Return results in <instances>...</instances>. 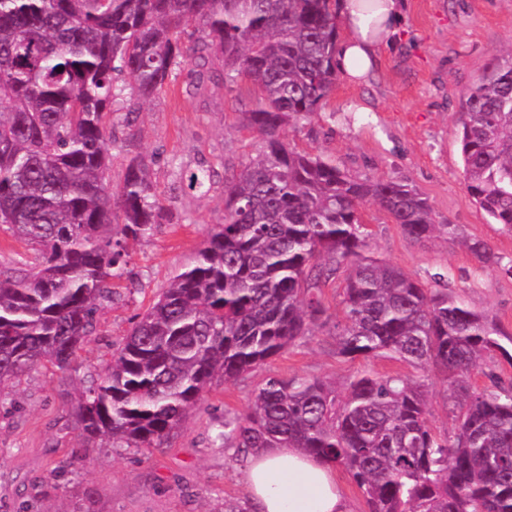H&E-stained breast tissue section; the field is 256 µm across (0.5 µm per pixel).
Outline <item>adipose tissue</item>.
Here are the masks:
<instances>
[{"label":"adipose tissue","instance_id":"1","mask_svg":"<svg viewBox=\"0 0 512 512\" xmlns=\"http://www.w3.org/2000/svg\"><path fill=\"white\" fill-rule=\"evenodd\" d=\"M405 6V0H337L338 71L351 82L363 81L380 50L397 40ZM243 483L250 512H351L332 466L297 448L250 455Z\"/></svg>","mask_w":512,"mask_h":512}]
</instances>
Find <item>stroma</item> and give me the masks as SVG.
<instances>
[{
    "label": "stroma",
    "mask_w": 512,
    "mask_h": 512,
    "mask_svg": "<svg viewBox=\"0 0 512 512\" xmlns=\"http://www.w3.org/2000/svg\"><path fill=\"white\" fill-rule=\"evenodd\" d=\"M512 48V0H407L399 42L385 48L365 82L336 85L320 112L288 130L292 148L322 154L358 176L408 181L433 208L439 224L459 237L414 244L376 205L363 218L369 249L422 282L444 274L471 308L512 335V277L482 267L467 250L486 241L512 260V232L493 223L465 189L454 122L461 101L488 65ZM189 67L149 104L116 105L111 183L128 162L144 157L167 215L145 237L128 239L127 273L103 304L99 325L71 371L40 368L0 388V512H224L245 502L243 468L219 434L224 419L244 415L255 390L270 377H317L344 383L360 371L399 374L424 384L431 423L452 428L447 384L433 369L381 356L336 352L343 282H326V315L309 334L237 381L205 393L183 430L162 448L112 446L72 458L81 444L72 411L82 391L102 377L136 314L168 288L224 219V173L239 171L263 152L261 139L241 124L254 104L253 87L186 92ZM213 168L207 196L189 191L186 172ZM60 476H53L57 465Z\"/></svg>",
    "instance_id": "stroma-1"
}]
</instances>
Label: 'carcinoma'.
Here are the masks:
<instances>
[{
    "mask_svg": "<svg viewBox=\"0 0 512 512\" xmlns=\"http://www.w3.org/2000/svg\"><path fill=\"white\" fill-rule=\"evenodd\" d=\"M189 24L204 36L187 47L179 34ZM338 38L336 0H0V229L34 251L0 276V386L38 365L70 371L96 332L124 275L126 240L148 235L164 211L143 158L108 189L112 105L150 102L190 64L196 91L251 82L245 122L263 153L224 179V223L83 391L74 411L83 447H161L214 382L308 333L325 313L321 283L342 274L337 353L435 369L448 384L451 433L433 430L423 384L362 372L343 393L319 378L270 377L220 438L241 462L287 445L343 467L367 512H512V387L471 383L485 355L512 361V336L374 256L362 208L375 203L422 245L455 225L434 223L408 182L354 176L285 136L333 90ZM455 135L467 192L511 232L512 52L468 94ZM185 180L204 196L214 171ZM467 249L512 276L486 242Z\"/></svg>",
    "mask_w": 512,
    "mask_h": 512,
    "instance_id": "1",
    "label": "carcinoma"
}]
</instances>
